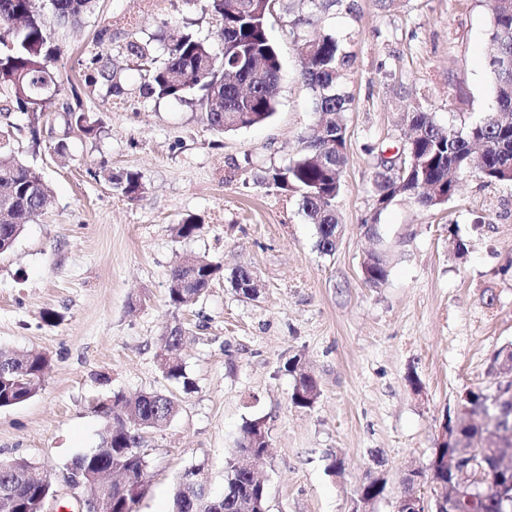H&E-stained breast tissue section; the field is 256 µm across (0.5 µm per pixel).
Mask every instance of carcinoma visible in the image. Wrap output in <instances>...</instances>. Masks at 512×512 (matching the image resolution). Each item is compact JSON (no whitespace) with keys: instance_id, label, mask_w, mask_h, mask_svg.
<instances>
[{"instance_id":"1","label":"carcinoma","mask_w":512,"mask_h":512,"mask_svg":"<svg viewBox=\"0 0 512 512\" xmlns=\"http://www.w3.org/2000/svg\"><path fill=\"white\" fill-rule=\"evenodd\" d=\"M219 21L221 56H216L207 39L174 28L162 48L149 41L130 37L123 46L140 70L147 97L175 99L200 108L210 128L227 133L267 122L275 113L281 63L268 31V19L277 0H208ZM309 9L291 23V34L304 42L306 66L304 83L314 96L319 114L318 127L303 142L297 157L282 169H272L262 184L284 191L301 193L302 210L317 227L316 247L330 253L336 247V198L347 159L346 128L342 113L348 111L351 96L343 84L354 53L351 38L324 31L314 37L308 29L321 24L330 9L343 0H307ZM96 0H0V112L27 115L34 146L40 145V127L50 114L63 113L68 130L85 135L97 131L98 123L72 104L61 101L62 88L52 64L60 53L52 42V29L65 28L95 8ZM490 57L492 89L496 111L480 120L456 129L436 122L431 113L411 112L410 134L404 145L403 170L377 159L371 182L374 201L392 202L401 196L423 210L438 209L456 193L455 175L475 170L490 184H512V0H494L490 17ZM94 70L92 83L105 90L104 101L122 93L121 74L110 55L96 53L90 59ZM113 189L130 201L140 197L141 177L132 172L111 176ZM51 190L35 166L12 154L0 153V254L10 251L24 226L38 217ZM194 267L175 265L169 277L168 303L180 310L205 294L221 266L204 257L193 256ZM195 279L194 293L180 287ZM171 363L162 369L169 380L185 377V366L177 352L185 332L179 325L170 330ZM50 367L43 353L20 356L0 347V408L23 403L42 388ZM285 371L296 376L291 394L293 406L313 407L318 382L300 360L293 357ZM496 389L476 386L468 399L460 402V411L469 417L460 419L461 441L471 447L473 440L493 432L478 424V417L495 412L492 399ZM178 412V401L157 392H142L133 398L122 393L113 396L106 415L112 426L105 429L101 447L75 458L73 465L84 478L96 479L98 473L112 470L126 478V488L112 489V503L102 512H135L134 505L144 490L150 461L140 451L136 432L158 429ZM268 430L265 420H244L237 448L227 456L224 473L223 512H268L267 491L253 482L238 466L239 455L262 454L265 442L255 436ZM483 467L480 490L465 491L458 501L459 512H508V503L500 488L512 472V453L499 446L475 449ZM30 461L12 460L7 473L0 472V512H40L39 501L45 488L23 484ZM173 505L180 512H197V497L192 476L183 474L182 488L175 492Z\"/></svg>"}]
</instances>
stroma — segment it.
Masks as SVG:
<instances>
[{
    "mask_svg": "<svg viewBox=\"0 0 512 512\" xmlns=\"http://www.w3.org/2000/svg\"><path fill=\"white\" fill-rule=\"evenodd\" d=\"M347 2L326 21L356 34L329 254L316 247L299 193L260 182L296 158L318 120L290 33L301 0H284L269 22L282 65L273 118L224 134L197 106L145 97L143 74L122 50L128 35L157 43L174 26L220 49L206 0H98L76 27L55 30L65 97L101 129L70 132L53 116L35 151L26 115H8L11 153L41 170L52 197L0 254V346L41 351L51 362L37 395L0 408V457L26 458L50 476L51 512L68 504V467L98 448L109 423L102 408L117 392L158 391L179 403L171 423L145 435L150 466L135 512H171L179 476L192 467L211 495L222 494L225 459L251 416L269 428L270 452L258 465L269 512H352L356 488L378 475L387 494L372 512H396L403 480L428 465L443 417L465 390L494 385L492 356L512 343V185L470 173L443 208L424 211L399 197L380 217L379 239L364 229L377 162L369 146L402 148L404 116L416 107L458 128L492 110L489 4ZM105 27L112 39L101 44ZM99 51L124 69L125 92L109 104L85 82ZM126 171L144 186L134 201L110 181ZM189 217L201 231L176 237L174 225ZM374 249L389 263L377 286L361 269ZM186 254L222 270L176 311L169 275ZM239 268L257 275L258 299L236 292ZM177 324L191 336L186 378L171 381L158 357ZM293 357L318 381L313 408L291 403L295 377L284 365ZM337 453L339 474L328 467Z\"/></svg>",
    "mask_w": 512,
    "mask_h": 512,
    "instance_id": "obj_1",
    "label": "stroma"
}]
</instances>
